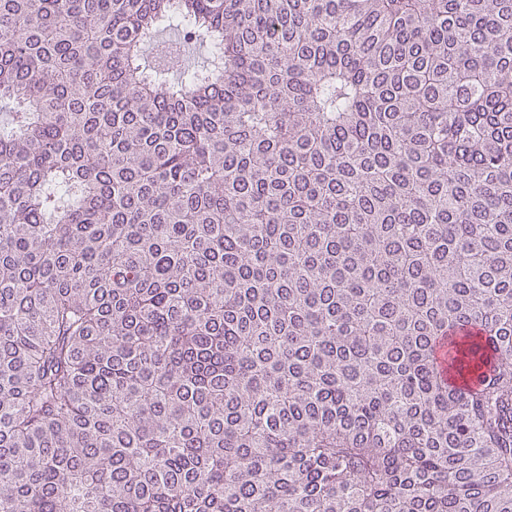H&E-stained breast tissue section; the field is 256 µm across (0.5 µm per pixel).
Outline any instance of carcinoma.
<instances>
[{"label":"carcinoma","instance_id":"obj_1","mask_svg":"<svg viewBox=\"0 0 512 512\" xmlns=\"http://www.w3.org/2000/svg\"><path fill=\"white\" fill-rule=\"evenodd\" d=\"M0 512H512V0H0Z\"/></svg>","mask_w":512,"mask_h":512}]
</instances>
